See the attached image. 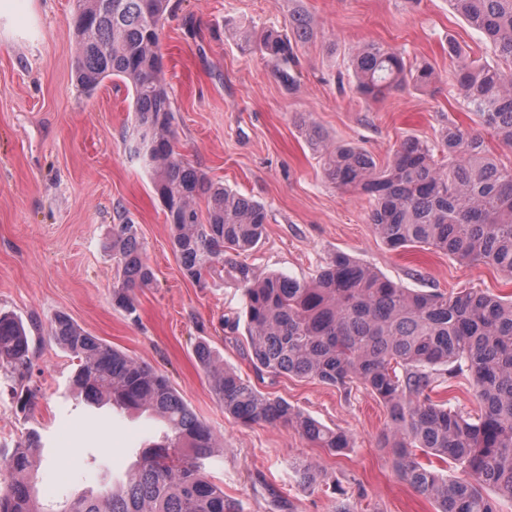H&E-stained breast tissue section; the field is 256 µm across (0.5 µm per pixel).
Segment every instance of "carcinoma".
Here are the masks:
<instances>
[{
  "mask_svg": "<svg viewBox=\"0 0 512 512\" xmlns=\"http://www.w3.org/2000/svg\"><path fill=\"white\" fill-rule=\"evenodd\" d=\"M451 2L496 58L493 64L472 59L448 44L456 59L455 86L478 127L449 119L431 142L400 141L382 166L369 152L330 140L303 115L298 127L323 160L325 180L368 200L370 222L389 249H433L512 277V167L497 162L482 135L490 132L512 148V0ZM168 5L77 0L75 80L86 96L111 77L132 90L140 150L184 275L200 288L219 276L243 290L246 342L257 371L344 389L363 384L387 409L383 447L396 472L434 502L435 512H497L483 488L512 500V300L479 290L411 291L340 251L307 280L263 274L237 260L257 246L268 214L261 203L207 179L177 150L160 46ZM312 33L310 15L297 9L287 33L248 32L239 47L268 56L276 76L291 86L296 48ZM351 68L357 93L373 101L439 82L429 62L409 65L401 52L375 42L352 52ZM112 258L113 304L131 312L135 290L151 285L152 272L128 220L113 228ZM49 338L77 359L72 382L87 400L158 415L160 440L139 452L112 490L90 489L53 511L41 503L31 474L30 449L37 442L31 433L10 453L11 481L0 490V512H238L201 470L200 461L215 447L213 431L166 375L90 335L64 313L50 322ZM194 352L224 413L244 424L291 426L331 452L352 447L347 432L220 366L207 342H197ZM34 357L21 317L0 311V375L19 386L24 409L36 399L24 385ZM464 372L480 407L476 417L432 398ZM418 449L453 464L454 474L423 464Z\"/></svg>",
  "mask_w": 512,
  "mask_h": 512,
  "instance_id": "carcinoma-1",
  "label": "carcinoma"
}]
</instances>
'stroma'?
Masks as SVG:
<instances>
[{
  "mask_svg": "<svg viewBox=\"0 0 512 512\" xmlns=\"http://www.w3.org/2000/svg\"><path fill=\"white\" fill-rule=\"evenodd\" d=\"M76 7V0H0V309L43 330L66 313L165 374L213 430L217 445L204 470L238 512H336L341 502L352 512H435L382 448L388 414L368 390L257 372L242 290L227 282L200 288L184 276L136 151L130 91L108 79L88 97L76 85ZM299 7L309 12L314 35L298 46L289 86L273 61L240 52L238 34L287 32ZM161 28L181 152L209 179L268 212L258 246L243 261L307 279L342 251L414 291L474 288L512 297V280L493 267L418 247L389 250L367 201L323 180L320 157L296 123L307 115L330 138L380 162L406 137L434 140L445 119L472 123L448 44L474 58L491 54L449 0H171ZM372 41L403 51L407 61H429L441 83L363 99L352 89L350 52ZM125 220L136 225L153 273L132 314L112 304V227ZM202 339L261 392L349 432L352 448L331 453L291 427L246 425L225 414L194 354ZM35 346L27 384L37 405L21 409L1 378L0 436L20 441L39 431L32 469L42 499L111 486L157 435L158 421L86 403L72 386L74 356L46 337ZM49 481L53 489L44 490Z\"/></svg>",
  "mask_w": 512,
  "mask_h": 512,
  "instance_id": "35a3bbf8",
  "label": "stroma"
}]
</instances>
